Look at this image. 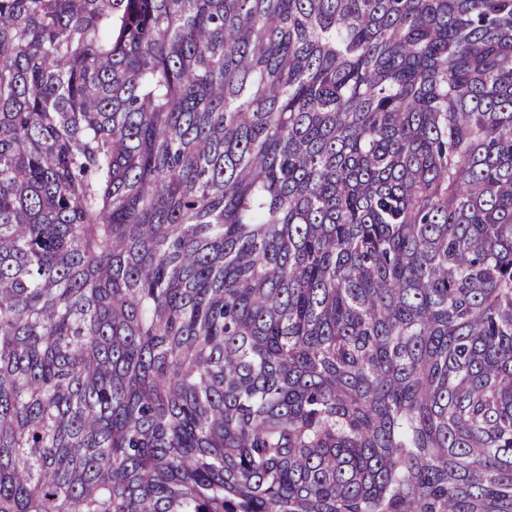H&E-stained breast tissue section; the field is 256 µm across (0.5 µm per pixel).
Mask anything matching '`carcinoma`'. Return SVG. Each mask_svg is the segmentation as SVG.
Here are the masks:
<instances>
[{
    "label": "carcinoma",
    "mask_w": 512,
    "mask_h": 512,
    "mask_svg": "<svg viewBox=\"0 0 512 512\" xmlns=\"http://www.w3.org/2000/svg\"><path fill=\"white\" fill-rule=\"evenodd\" d=\"M0 512H512V0H0Z\"/></svg>",
    "instance_id": "obj_1"
}]
</instances>
